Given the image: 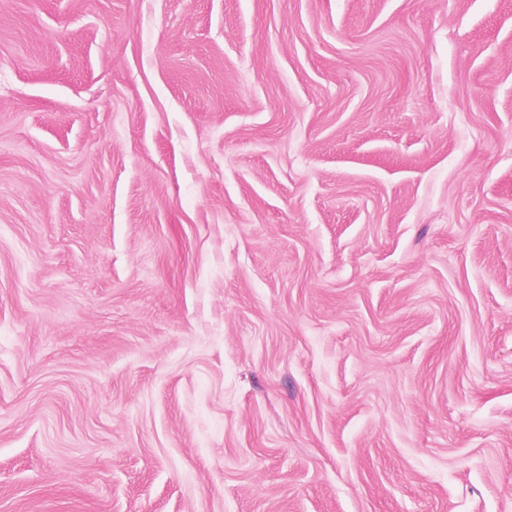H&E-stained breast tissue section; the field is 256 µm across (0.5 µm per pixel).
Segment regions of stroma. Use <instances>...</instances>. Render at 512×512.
Here are the masks:
<instances>
[{"mask_svg": "<svg viewBox=\"0 0 512 512\" xmlns=\"http://www.w3.org/2000/svg\"><path fill=\"white\" fill-rule=\"evenodd\" d=\"M0 512H512V0H0Z\"/></svg>", "mask_w": 512, "mask_h": 512, "instance_id": "1", "label": "stroma"}]
</instances>
